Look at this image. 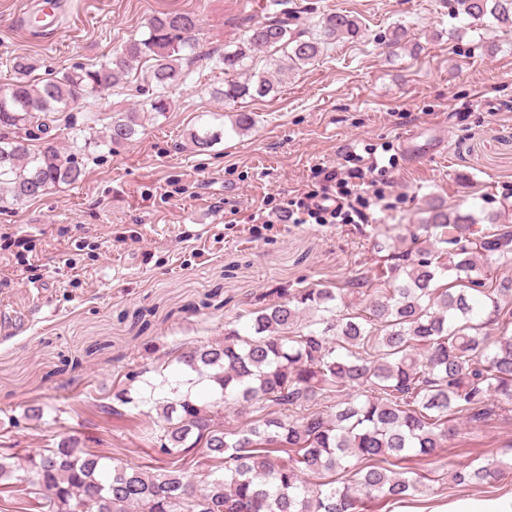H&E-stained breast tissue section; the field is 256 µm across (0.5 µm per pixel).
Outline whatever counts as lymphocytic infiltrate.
Instances as JSON below:
<instances>
[{
  "instance_id": "lymphocytic-infiltrate-1",
  "label": "lymphocytic infiltrate",
  "mask_w": 512,
  "mask_h": 512,
  "mask_svg": "<svg viewBox=\"0 0 512 512\" xmlns=\"http://www.w3.org/2000/svg\"><path fill=\"white\" fill-rule=\"evenodd\" d=\"M389 144L367 145L349 151L344 165L320 166L312 171L309 191L287 204L264 206L252 215L255 224H367L391 206V182L383 174L394 167Z\"/></svg>"
}]
</instances>
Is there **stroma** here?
I'll return each instance as SVG.
<instances>
[{"mask_svg": "<svg viewBox=\"0 0 512 512\" xmlns=\"http://www.w3.org/2000/svg\"><path fill=\"white\" fill-rule=\"evenodd\" d=\"M29 0H0V89L12 60L29 56L38 77L97 65L152 16H196L197 53L170 92L169 112L145 115L135 140L115 151L87 148L81 182L0 205V238L23 240L25 263L0 249V314L24 318L0 330V441L18 452L74 435L129 462L155 466L142 439L148 417L97 413L129 373L153 366L180 343L223 339L225 323L274 290L336 287L375 274L376 241L414 229L430 201L449 209L504 212L512 220V28L452 16L448 0H283L294 29L321 13L350 12L359 37L337 41L312 64L288 72L276 93L224 104L211 90L224 75L212 56L234 47L253 24L274 18L270 0H71L53 40L17 29ZM141 71L94 103L55 122L60 144L94 114L134 108ZM472 110L459 121L454 107ZM254 113L246 134L225 132L209 151L188 141L209 113ZM440 136L443 155L414 164L402 138ZM393 143L387 178L392 210L369 224H270L253 231L265 198L282 204L305 190L315 165L335 166L366 144ZM189 186L193 195L182 194ZM512 459V406L475 426L459 421L440 457L415 463L422 493L383 501L374 512H448L461 498L512 492V470L492 486L449 487L443 458L467 465Z\"/></svg>", "mask_w": 512, "mask_h": 512, "instance_id": "obj_1", "label": "stroma"}]
</instances>
